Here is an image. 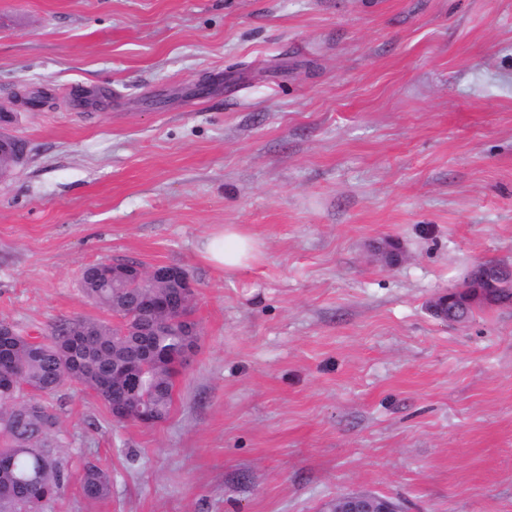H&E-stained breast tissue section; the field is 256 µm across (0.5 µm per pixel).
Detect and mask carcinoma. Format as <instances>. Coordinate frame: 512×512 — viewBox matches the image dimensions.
<instances>
[{"label":"carcinoma","instance_id":"obj_1","mask_svg":"<svg viewBox=\"0 0 512 512\" xmlns=\"http://www.w3.org/2000/svg\"><path fill=\"white\" fill-rule=\"evenodd\" d=\"M86 296L121 323L132 328L140 322L129 314L145 298L162 296L176 322L161 336H149L153 357L140 370L137 402L158 421L170 414L174 378L179 374L180 356L193 337L185 335L180 317L192 310L183 308L173 288L154 285L139 290L120 288L112 282V268L101 263L84 268L81 276ZM512 304V267L495 261L476 267L457 291L448 311L473 318L484 307ZM121 328L99 319L77 317L51 329L46 336H0V365H11L20 374L21 385L0 387V512H42L67 481L55 451L47 442L59 426L58 416L43 402L66 382L91 391L107 409H112L120 388L112 382V366L131 360L135 336L120 335ZM71 336L83 337L75 352L67 347ZM81 496L90 504L108 498L112 473L89 463L79 481Z\"/></svg>","mask_w":512,"mask_h":512}]
</instances>
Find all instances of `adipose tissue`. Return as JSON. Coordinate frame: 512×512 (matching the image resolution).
<instances>
[{
  "label": "adipose tissue",
  "mask_w": 512,
  "mask_h": 512,
  "mask_svg": "<svg viewBox=\"0 0 512 512\" xmlns=\"http://www.w3.org/2000/svg\"><path fill=\"white\" fill-rule=\"evenodd\" d=\"M204 260L224 272H234L255 264L260 255L256 238L239 225L225 224L201 244Z\"/></svg>",
  "instance_id": "1"
}]
</instances>
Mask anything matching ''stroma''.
Segmentation results:
<instances>
[{
    "mask_svg": "<svg viewBox=\"0 0 512 512\" xmlns=\"http://www.w3.org/2000/svg\"><path fill=\"white\" fill-rule=\"evenodd\" d=\"M2 113L0 320H109L80 277L115 256L197 290L165 422L47 398L44 512H512V305L429 310L512 265V0H0ZM219 224L262 259L212 267ZM79 490L90 504L108 498L112 492L111 471L93 463L87 464L80 477ZM336 508L327 507L325 512H399L400 507L388 498L370 492H353L335 500Z\"/></svg>",
    "mask_w": 512,
    "mask_h": 512,
    "instance_id": "1",
    "label": "stroma"
}]
</instances>
